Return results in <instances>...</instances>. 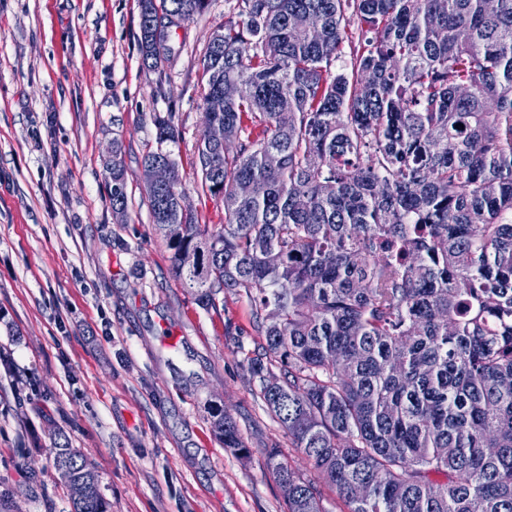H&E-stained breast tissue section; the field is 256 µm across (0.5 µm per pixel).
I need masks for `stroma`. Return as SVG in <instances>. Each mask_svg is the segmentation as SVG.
Masks as SVG:
<instances>
[{
    "label": "stroma",
    "mask_w": 512,
    "mask_h": 512,
    "mask_svg": "<svg viewBox=\"0 0 512 512\" xmlns=\"http://www.w3.org/2000/svg\"><path fill=\"white\" fill-rule=\"evenodd\" d=\"M235 5L209 0L172 31L158 73L141 60L139 0H0V498L10 512H72L54 465L58 430L112 512H288L270 446L316 481L244 368L264 344L249 299L197 304L170 270L144 189L153 117L173 113L186 201L206 223L224 219L196 162L202 60ZM213 404L247 453L215 438ZM121 145L115 142L112 148V188H111V201L112 212L116 217H122L126 208V183H125V170L120 158Z\"/></svg>",
    "instance_id": "stroma-1"
}]
</instances>
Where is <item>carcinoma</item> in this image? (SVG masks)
<instances>
[{"mask_svg": "<svg viewBox=\"0 0 512 512\" xmlns=\"http://www.w3.org/2000/svg\"><path fill=\"white\" fill-rule=\"evenodd\" d=\"M207 3L140 0L143 64L159 72L171 54L156 24ZM238 8L203 61L204 111L236 147H197L224 223L176 210L172 113L154 115L142 162L170 163L164 185L144 184L174 277L204 309L248 296L265 346L245 368L348 512H512V0ZM299 13L318 37L291 25ZM120 155L116 142L117 217ZM210 417L225 448L247 452L233 419ZM266 465L288 512H322L278 448ZM55 467L73 512H112L97 475Z\"/></svg>", "mask_w": 512, "mask_h": 512, "instance_id": "obj_1", "label": "carcinoma"}]
</instances>
